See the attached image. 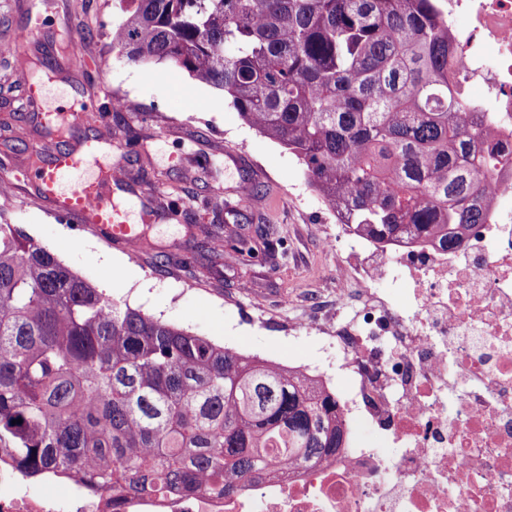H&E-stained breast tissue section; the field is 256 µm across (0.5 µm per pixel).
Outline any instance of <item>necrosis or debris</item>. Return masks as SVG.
<instances>
[{"mask_svg": "<svg viewBox=\"0 0 512 512\" xmlns=\"http://www.w3.org/2000/svg\"><path fill=\"white\" fill-rule=\"evenodd\" d=\"M447 17L456 100L498 128L477 152L490 200L448 251L357 238L336 266V306L358 317L330 321L317 304L302 322L356 378L337 400L345 448L229 496L119 503L80 478L34 482L0 462V512H512V0H447ZM381 280L406 288V303L377 295Z\"/></svg>", "mask_w": 512, "mask_h": 512, "instance_id": "1", "label": "necrosis or debris"}]
</instances>
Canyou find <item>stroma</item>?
<instances>
[{"label": "stroma", "instance_id": "1", "mask_svg": "<svg viewBox=\"0 0 512 512\" xmlns=\"http://www.w3.org/2000/svg\"><path fill=\"white\" fill-rule=\"evenodd\" d=\"M68 34L84 35L83 61L62 53L60 40ZM29 52L56 72L45 82L47 106L87 90L121 108L85 113L82 125L66 126L64 135L47 134L25 107L13 55H0V146L9 148L0 153V168L24 165L30 143L51 150L58 138L91 133L105 122L118 140L130 132L137 136V150L126 158L130 178L154 192L161 211L173 207L177 214L148 226L154 246L138 263L125 261L114 242L26 203L25 184L0 206L8 222L132 308L240 352L306 369L332 390L349 391L340 351L318 335L284 331L308 315L313 301L330 300L338 286L332 274L336 253L324 244L334 217L288 149L245 124L222 91L167 65L133 64L113 54L112 0H62L57 14L46 15ZM246 179L256 187L253 203L231 210L234 190ZM214 224L228 232L276 225L287 254L259 258L246 276L227 263L210 264L204 231ZM100 250L120 258V265L101 264ZM189 253L195 261L182 267L179 260Z\"/></svg>", "mask_w": 512, "mask_h": 512}]
</instances>
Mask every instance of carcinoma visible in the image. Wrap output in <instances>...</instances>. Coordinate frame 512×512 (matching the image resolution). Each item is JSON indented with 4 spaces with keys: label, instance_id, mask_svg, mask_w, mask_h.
I'll list each match as a JSON object with an SVG mask.
<instances>
[{
    "label": "carcinoma",
    "instance_id": "1",
    "mask_svg": "<svg viewBox=\"0 0 512 512\" xmlns=\"http://www.w3.org/2000/svg\"><path fill=\"white\" fill-rule=\"evenodd\" d=\"M112 52L224 91L282 144L356 236L442 249L484 223L438 0H113ZM236 269L276 228L210 233ZM22 423H16V420ZM336 394L300 370L147 315L0 221V452L33 481L66 469L112 501L229 495L344 447Z\"/></svg>",
    "mask_w": 512,
    "mask_h": 512
}]
</instances>
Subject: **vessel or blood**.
<instances>
[{"label": "vessel or blood", "instance_id": "obj_1", "mask_svg": "<svg viewBox=\"0 0 512 512\" xmlns=\"http://www.w3.org/2000/svg\"><path fill=\"white\" fill-rule=\"evenodd\" d=\"M30 108L45 125L69 118L77 122L83 113L101 112L104 102L97 94L87 93L77 110L61 115L45 111L41 102L45 95L43 84L25 83ZM24 177L32 185V197L50 213L71 220L82 228L93 231L123 245L131 258H138L149 248L146 233L140 223L153 222L156 210L149 199H142L140 223H132L122 204L124 193L134 186L126 172L120 146L110 129L97 131L75 146L56 149L45 157L37 158Z\"/></svg>", "mask_w": 512, "mask_h": 512}]
</instances>
